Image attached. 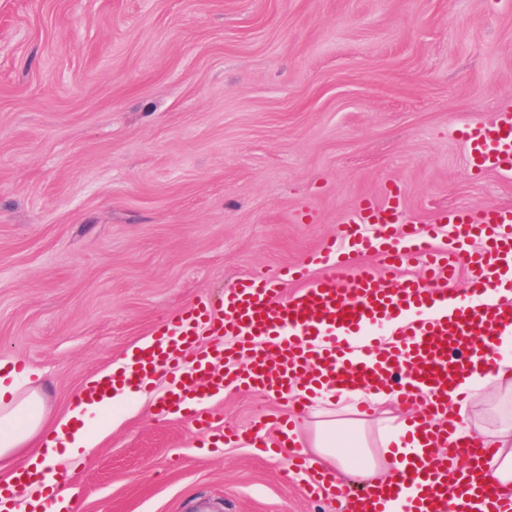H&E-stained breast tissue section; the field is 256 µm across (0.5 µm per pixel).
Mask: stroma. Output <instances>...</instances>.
<instances>
[{"instance_id":"1","label":"stroma","mask_w":512,"mask_h":512,"mask_svg":"<svg viewBox=\"0 0 512 512\" xmlns=\"http://www.w3.org/2000/svg\"><path fill=\"white\" fill-rule=\"evenodd\" d=\"M512 108V0H0V367L49 418L171 315L303 264L362 199L512 206L467 125ZM150 391L74 512H338ZM246 431L288 405L231 390Z\"/></svg>"}]
</instances>
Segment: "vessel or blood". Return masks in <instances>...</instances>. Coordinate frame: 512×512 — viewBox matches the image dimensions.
Instances as JSON below:
<instances>
[{
	"label": "vessel or blood",
	"mask_w": 512,
	"mask_h": 512,
	"mask_svg": "<svg viewBox=\"0 0 512 512\" xmlns=\"http://www.w3.org/2000/svg\"><path fill=\"white\" fill-rule=\"evenodd\" d=\"M465 139L471 169L512 173L511 111L471 124ZM441 225L451 248L436 244ZM473 238L481 249H466ZM365 254L379 267L355 264ZM308 263L319 276H298L291 295L282 291V275L253 274L238 278L219 302L168 318L121 366L90 381L81 400L94 405L146 390L162 369L169 375L158 400L163 413L198 409L229 389L256 391L292 402L294 414L274 425L257 419L243 435L250 446L304 475L310 495L342 501L341 512H379V502L399 499L407 502L404 512H512V499L474 479L495 448L467 441L445 398L460 376L494 372L496 338L512 328V306L487 299L489 289L512 288V207L443 210L425 224L406 216L399 194L382 203L367 198ZM414 263L423 273H409ZM390 324L394 341L370 336ZM207 336L214 342L204 350ZM382 384L403 403L424 407L412 435L415 458L396 467L389 482L351 494L331 470L290 449L289 432L321 389L361 392L366 410ZM43 482L34 468L21 470L16 484L0 482V507L16 485Z\"/></svg>",
	"instance_id": "1"
}]
</instances>
